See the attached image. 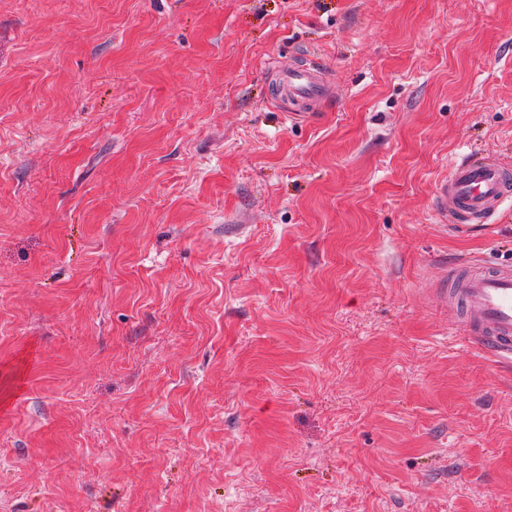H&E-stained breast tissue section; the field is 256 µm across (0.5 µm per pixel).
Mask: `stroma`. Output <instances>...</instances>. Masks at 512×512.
Instances as JSON below:
<instances>
[{"instance_id":"1","label":"stroma","mask_w":512,"mask_h":512,"mask_svg":"<svg viewBox=\"0 0 512 512\" xmlns=\"http://www.w3.org/2000/svg\"><path fill=\"white\" fill-rule=\"evenodd\" d=\"M319 62L285 119L268 60ZM512 0H0V512H512ZM512 197V170L492 157L454 163L436 186L435 214L449 230H490L494 217ZM448 199L452 208L448 211ZM448 224V225H447ZM465 274L439 290L444 308L460 307V318L448 329L454 337L476 346L484 355L512 359V267H486L478 261L462 263Z\"/></svg>"}]
</instances>
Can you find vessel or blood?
<instances>
[{
  "mask_svg": "<svg viewBox=\"0 0 512 512\" xmlns=\"http://www.w3.org/2000/svg\"><path fill=\"white\" fill-rule=\"evenodd\" d=\"M275 74L296 115L315 112L325 93L318 66L280 67ZM510 200L512 166L492 157H471L454 163L438 182L435 214L440 224L454 231H487ZM463 269V277L439 291L441 306L462 311L460 318L450 321V330L490 358L511 360L512 267H487L470 260Z\"/></svg>",
  "mask_w": 512,
  "mask_h": 512,
  "instance_id": "1",
  "label": "vessel or blood"
}]
</instances>
